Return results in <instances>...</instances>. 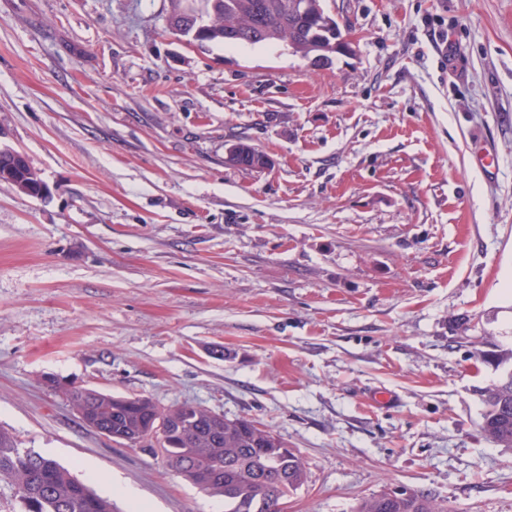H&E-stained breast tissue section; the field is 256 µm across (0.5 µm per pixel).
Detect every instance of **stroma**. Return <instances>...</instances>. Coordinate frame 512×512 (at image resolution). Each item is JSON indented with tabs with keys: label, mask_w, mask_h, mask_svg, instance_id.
<instances>
[{
	"label": "stroma",
	"mask_w": 512,
	"mask_h": 512,
	"mask_svg": "<svg viewBox=\"0 0 512 512\" xmlns=\"http://www.w3.org/2000/svg\"><path fill=\"white\" fill-rule=\"evenodd\" d=\"M323 7L327 62L179 40L172 0H0V148L47 188L0 182V429L147 512L224 501L64 386L253 419L307 464L286 512H512L475 353L512 347V0ZM435 497L415 490L381 493L361 500L356 512H447Z\"/></svg>",
	"instance_id": "stroma-1"
}]
</instances>
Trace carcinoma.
I'll return each mask as SVG.
<instances>
[{
  "instance_id": "cac0c4a2",
  "label": "carcinoma",
  "mask_w": 512,
  "mask_h": 512,
  "mask_svg": "<svg viewBox=\"0 0 512 512\" xmlns=\"http://www.w3.org/2000/svg\"><path fill=\"white\" fill-rule=\"evenodd\" d=\"M204 11L175 10L168 19L170 33L197 42L257 45L284 41L296 54L325 58L338 53L336 40L312 36L308 20L292 8L293 0H201ZM236 163L253 169L265 154L246 143L234 146ZM0 182L32 196L42 183L22 153L0 150ZM477 357L498 367L511 364L500 379L482 389L481 430L494 443L512 448V348L477 350ZM66 397L82 421L112 433V440L140 445L159 454L176 476L201 492L224 498V512H283L288 496L308 479L306 462L283 452L287 444L272 431L247 418L224 419L192 404L159 408L146 397L114 396L87 387H74ZM167 424V445L157 452L154 420ZM0 479L9 481L24 512H112V504L57 461L18 448L0 430ZM356 512H447L435 497L417 492L381 493L361 500Z\"/></svg>"
}]
</instances>
